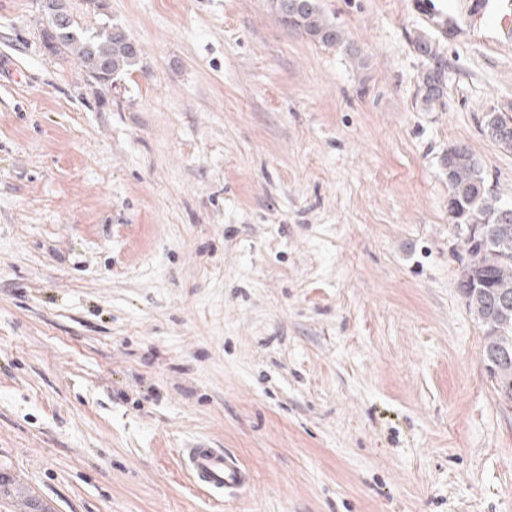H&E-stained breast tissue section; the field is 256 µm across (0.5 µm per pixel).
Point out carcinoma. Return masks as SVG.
Returning <instances> with one entry per match:
<instances>
[{
  "instance_id": "1",
  "label": "carcinoma",
  "mask_w": 512,
  "mask_h": 512,
  "mask_svg": "<svg viewBox=\"0 0 512 512\" xmlns=\"http://www.w3.org/2000/svg\"><path fill=\"white\" fill-rule=\"evenodd\" d=\"M281 20L324 45L341 42L316 0H276ZM104 21L96 30L77 23L62 24L49 39V50L74 57L85 72L97 71L94 82L106 86L140 62V47L132 37L113 33ZM418 53L427 66L419 80L420 103L432 110L445 106L448 66L436 42L418 37ZM448 170V200L454 205L456 230L467 254L458 288L470 311L486 327L482 360L493 368L492 388L498 399L512 397V205L500 202L486 188L481 165L466 147L448 149L442 159Z\"/></svg>"
}]
</instances>
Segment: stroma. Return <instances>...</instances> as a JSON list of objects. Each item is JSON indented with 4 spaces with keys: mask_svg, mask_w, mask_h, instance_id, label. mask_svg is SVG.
I'll return each mask as SVG.
<instances>
[{
    "mask_svg": "<svg viewBox=\"0 0 512 512\" xmlns=\"http://www.w3.org/2000/svg\"><path fill=\"white\" fill-rule=\"evenodd\" d=\"M317 2L341 44L273 0H69L141 49L102 87L0 0V512H512L440 164L512 203V0ZM197 443L250 488L212 501ZM415 46L421 57L427 61L419 80L420 103L428 110H433L437 104L444 107L448 66L440 56L436 42L420 36L415 40ZM510 122V128L508 132V137L504 140L496 139L491 136V132L495 130L496 128L501 127L504 122ZM484 132L488 135V137L491 138L494 142H496L500 147H502L505 150H512V117L501 113L496 112L495 110L492 112H488L485 115L484 120ZM180 458L192 482L217 502L250 483V473L221 448H182Z\"/></svg>",
    "mask_w": 512,
    "mask_h": 512,
    "instance_id": "1",
    "label": "stroma"
}]
</instances>
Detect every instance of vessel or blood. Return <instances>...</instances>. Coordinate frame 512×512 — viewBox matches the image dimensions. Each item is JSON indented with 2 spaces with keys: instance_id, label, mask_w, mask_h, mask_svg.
Returning a JSON list of instances; mask_svg holds the SVG:
<instances>
[{
  "instance_id": "vessel-or-blood-1",
  "label": "vessel or blood",
  "mask_w": 512,
  "mask_h": 512,
  "mask_svg": "<svg viewBox=\"0 0 512 512\" xmlns=\"http://www.w3.org/2000/svg\"><path fill=\"white\" fill-rule=\"evenodd\" d=\"M180 458L192 482L215 501H223L250 483L249 472L222 449L184 448Z\"/></svg>"
}]
</instances>
